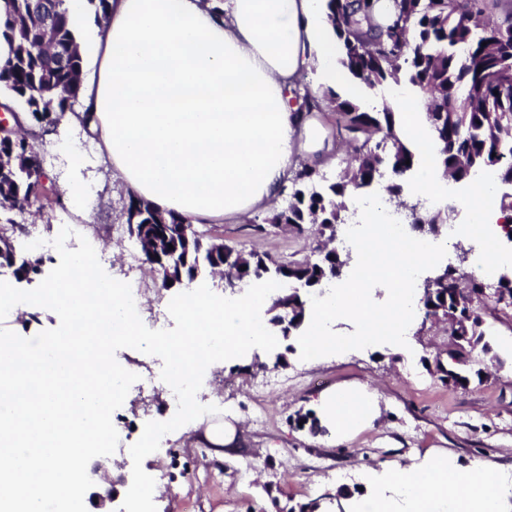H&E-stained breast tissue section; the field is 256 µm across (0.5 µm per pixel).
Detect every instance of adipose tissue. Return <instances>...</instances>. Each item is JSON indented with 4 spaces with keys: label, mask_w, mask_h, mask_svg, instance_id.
Returning a JSON list of instances; mask_svg holds the SVG:
<instances>
[{
    "label": "adipose tissue",
    "mask_w": 512,
    "mask_h": 512,
    "mask_svg": "<svg viewBox=\"0 0 512 512\" xmlns=\"http://www.w3.org/2000/svg\"><path fill=\"white\" fill-rule=\"evenodd\" d=\"M86 61L85 127L119 190L192 224H243L272 210L307 156L333 159L315 116L305 115L296 79L317 67L342 85L339 44L326 0H112L102 25L66 0ZM92 121H85V114ZM419 147V193L439 195L444 178L422 105L405 115ZM325 422L357 430L378 410L375 396L322 397ZM359 512H387L400 496L411 512H501L497 480L439 459L373 473Z\"/></svg>",
    "instance_id": "ef3b65f1"
}]
</instances>
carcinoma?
I'll return each instance as SVG.
<instances>
[{
    "label": "carcinoma",
    "instance_id": "obj_1",
    "mask_svg": "<svg viewBox=\"0 0 512 512\" xmlns=\"http://www.w3.org/2000/svg\"><path fill=\"white\" fill-rule=\"evenodd\" d=\"M64 0H4L0 37L9 42L13 56L0 68V91L24 113L21 128L42 129L73 111L81 92L82 58ZM96 23L107 21L110 0H86ZM327 19L340 43V64L355 80L372 89L401 82L414 88L424 103L431 129L448 139V153L441 154L448 177L468 180L486 169L500 171L492 157L496 146L512 163V53L503 50L502 39L512 43V27L501 34L512 14L492 21L480 0L473 11L459 14L448 0H409L392 19L379 23L373 0H327ZM335 120L337 135L347 148L348 159L340 174L331 179L305 164L284 188L286 203L249 224H286L299 231L317 227L319 259L273 260L242 249L233 253V263L224 266L226 282L243 280L299 282L309 287L333 278L336 266L346 260L324 253L332 232L343 223L344 199L354 190L370 187L381 170L394 168L409 174L416 154L400 137L395 113L385 107L378 112L329 91L324 97ZM410 164H405V161ZM43 171L41 157L17 134L0 142V262L12 265L16 256L12 213L16 203L28 198L32 183ZM126 223L144 225L150 234L155 224H180L179 215L157 210L149 202L129 197ZM189 257L197 270L207 269L216 252L214 241L189 230ZM453 270L443 269L427 281L420 297L425 315H442L470 337L469 353L488 354L484 341L483 314L464 317L467 307L460 300L468 292L479 294L482 281L472 278L458 286ZM290 330L304 324L306 300L288 294Z\"/></svg>",
    "mask_w": 512,
    "mask_h": 512
}]
</instances>
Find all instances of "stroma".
<instances>
[{
    "mask_svg": "<svg viewBox=\"0 0 512 512\" xmlns=\"http://www.w3.org/2000/svg\"><path fill=\"white\" fill-rule=\"evenodd\" d=\"M77 143L87 157L82 176L97 192L90 220L69 205L49 199L35 201L23 223L40 241L35 254L44 271L59 263L50 243L62 228L86 239H102L104 271L117 280L126 274L130 239L122 213L128 201L94 155L96 144L74 128L36 141L47 184L63 190L74 172L58 150L61 141ZM469 215L456 210L440 224L438 236L448 239L445 264L462 278L474 275V249L449 231H461ZM206 235L224 244L256 251L279 260L314 258V232L287 229L260 233L246 224H204ZM142 321L152 330L170 329L172 317H158L176 291L162 287L150 271L137 285ZM485 340L491 351L479 362L459 366L466 385L440 380L436 359L448 343V323L417 312L406 346L379 344L362 350L304 361L296 336H282L270 352L252 350L244 356L207 368L202 395L220 407L217 419L235 426L236 437L223 457L200 441L196 431L164 437L166 450L148 456L144 471L155 480L157 512H356L365 475L371 470L406 467L435 452L460 470L480 466L494 473L502 486V512H512V309L486 310ZM116 359L138 374L116 414L121 433L105 477L94 480V492L113 486L111 504L118 512L132 482L129 449L146 422L169 420L177 404L171 388L161 381L162 361L141 352L118 350ZM275 383L257 395L261 371ZM360 389L378 398V415L357 432L340 435L318 426L316 408L321 393Z\"/></svg>",
    "mask_w": 512,
    "mask_h": 512,
    "instance_id": "35a3bbf8",
    "label": "stroma"
}]
</instances>
